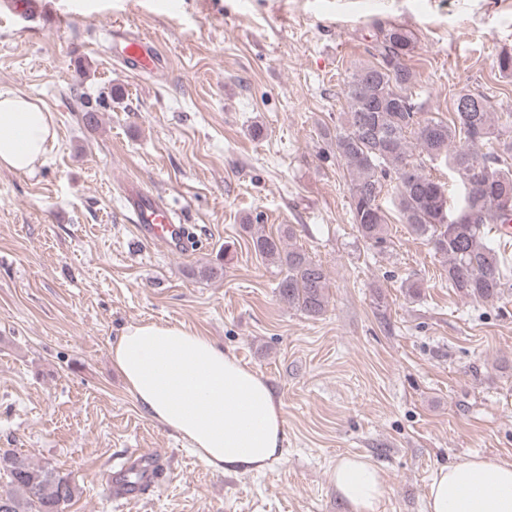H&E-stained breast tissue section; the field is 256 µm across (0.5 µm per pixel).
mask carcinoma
<instances>
[{
    "label": "carcinoma",
    "instance_id": "obj_1",
    "mask_svg": "<svg viewBox=\"0 0 512 512\" xmlns=\"http://www.w3.org/2000/svg\"><path fill=\"white\" fill-rule=\"evenodd\" d=\"M416 44L415 34L401 25L379 27L373 60L346 83V111L334 144L349 179L352 223L369 245L386 243L388 217L378 199L385 185L394 184L403 224L446 261L448 287L466 299L492 301L509 281V266L490 244L488 225L512 223V209L497 203L512 199V127L499 126L487 99L476 94L471 98L478 106L469 111L455 107L448 119L426 115L416 100L411 65ZM491 140L498 150H475ZM415 151L448 167L457 199H449L447 183L412 161ZM242 230L255 253L277 268L280 300L310 317L323 315L325 271L302 249L284 246L294 229L287 225L277 236L255 224ZM0 478L5 512H63L77 491L67 477L11 450L0 451Z\"/></svg>",
    "mask_w": 512,
    "mask_h": 512
}]
</instances>
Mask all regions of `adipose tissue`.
<instances>
[{
  "instance_id": "ef3b65f1",
  "label": "adipose tissue",
  "mask_w": 512,
  "mask_h": 512,
  "mask_svg": "<svg viewBox=\"0 0 512 512\" xmlns=\"http://www.w3.org/2000/svg\"><path fill=\"white\" fill-rule=\"evenodd\" d=\"M55 142L47 112L22 94L0 92V169L32 173ZM112 362L148 416L215 469L259 472L280 459L285 421L270 384L210 337L135 324L113 343ZM332 480L351 512H379L386 481L365 457L339 458ZM428 512H512V463L475 456L441 467Z\"/></svg>"
}]
</instances>
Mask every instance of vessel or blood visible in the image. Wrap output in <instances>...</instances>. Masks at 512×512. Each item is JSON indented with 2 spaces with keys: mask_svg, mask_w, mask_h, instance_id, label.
Listing matches in <instances>:
<instances>
[{
  "mask_svg": "<svg viewBox=\"0 0 512 512\" xmlns=\"http://www.w3.org/2000/svg\"><path fill=\"white\" fill-rule=\"evenodd\" d=\"M0 19L19 20L43 30H60L69 23L71 15L58 0H0ZM109 48L113 59L131 71L150 73L161 63L152 40L133 34L121 24L112 25ZM126 207L139 241L160 244L173 253L187 248V226L174 219L159 194L140 187L130 188L126 194ZM127 468L137 473L138 480L125 483L120 478H113L114 487L122 495L133 499L154 485L156 472L152 452L136 455Z\"/></svg>",
  "mask_w": 512,
  "mask_h": 512,
  "instance_id": "vessel-or-blood-1",
  "label": "vessel or blood"
}]
</instances>
